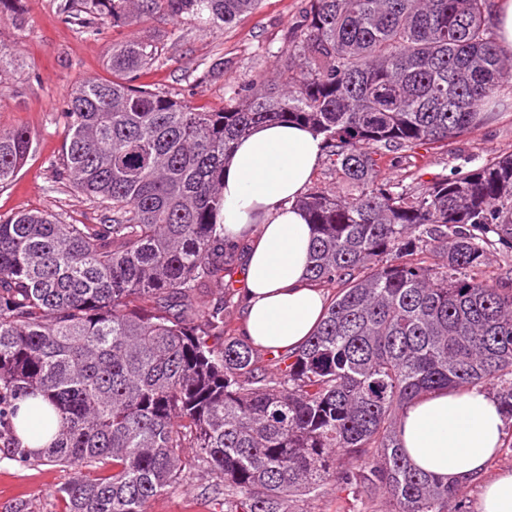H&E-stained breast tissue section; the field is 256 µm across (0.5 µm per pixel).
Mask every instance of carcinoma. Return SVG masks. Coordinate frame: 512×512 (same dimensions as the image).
I'll return each instance as SVG.
<instances>
[{
    "label": "carcinoma",
    "mask_w": 512,
    "mask_h": 512,
    "mask_svg": "<svg viewBox=\"0 0 512 512\" xmlns=\"http://www.w3.org/2000/svg\"><path fill=\"white\" fill-rule=\"evenodd\" d=\"M261 0H91L62 8L93 36L157 12L219 30ZM490 0H307L276 79L205 112L135 81L152 39L112 45V79L67 97L58 178L100 212L67 224L0 218V440L22 463L71 471L64 512H147L190 480L182 455L224 490V512H290L329 480L390 512H457L463 485L411 466L398 439L422 394L494 386L512 417V280L484 275L512 250V154L417 193L383 177L419 150L489 120L512 88ZM22 25L20 0L0 21ZM304 125L346 195L298 200L313 225L308 280L338 288L305 345L276 355L225 337L224 159L252 127ZM35 151L0 130V189ZM31 398L25 421L18 403ZM46 437L32 451L22 435Z\"/></svg>",
    "instance_id": "1"
}]
</instances>
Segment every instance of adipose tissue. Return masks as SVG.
Here are the masks:
<instances>
[{"mask_svg": "<svg viewBox=\"0 0 512 512\" xmlns=\"http://www.w3.org/2000/svg\"><path fill=\"white\" fill-rule=\"evenodd\" d=\"M323 154V141L297 125H261L241 138L224 162V236L241 247L244 340L281 352L301 346L321 320L326 296L309 286L313 240L297 201ZM505 418L480 387L414 399L399 436L418 469L463 484L480 483L478 512H512V469L487 476L503 446Z\"/></svg>", "mask_w": 512, "mask_h": 512, "instance_id": "adipose-tissue-1", "label": "adipose tissue"}]
</instances>
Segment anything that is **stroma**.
I'll return each instance as SVG.
<instances>
[{"instance_id":"1","label":"stroma","mask_w":512,"mask_h":512,"mask_svg":"<svg viewBox=\"0 0 512 512\" xmlns=\"http://www.w3.org/2000/svg\"><path fill=\"white\" fill-rule=\"evenodd\" d=\"M62 0H22L25 24L0 23V43L15 54L0 69V129L21 127L34 139L35 151L15 180L0 190V216L39 211L69 224H93L97 211L68 183L59 182L51 165L65 136L60 113L70 90L86 79L108 77L104 65L112 44L135 36L164 45L159 62L140 81L168 96L186 99L209 112L234 103L239 86L260 74L274 78L285 63L281 49L295 28L306 0H262L252 14L215 32L187 18L179 24L157 17L136 27L105 26L90 36L61 16ZM222 73H210L212 63ZM512 153V91L498 93L494 115L437 150H425L417 172L387 168L394 183L421 188L454 169L470 170L487 159ZM68 471L54 463L25 464L0 447V512H61L58 489ZM380 501L353 496L335 482L301 497L295 512H379ZM207 481L196 479L153 501L149 512H219Z\"/></svg>"}]
</instances>
